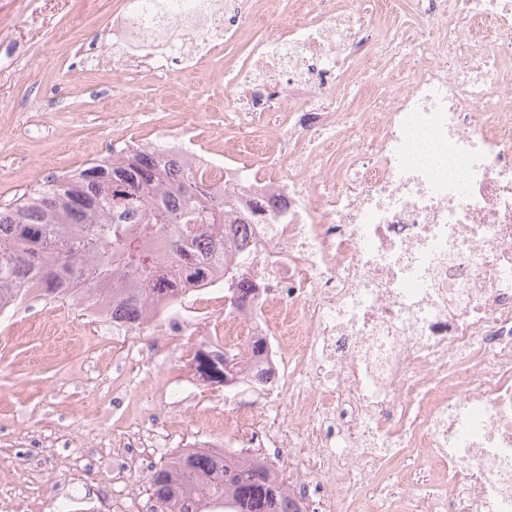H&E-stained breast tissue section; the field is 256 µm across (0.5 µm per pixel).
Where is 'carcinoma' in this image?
Segmentation results:
<instances>
[{
  "instance_id": "1",
  "label": "carcinoma",
  "mask_w": 512,
  "mask_h": 512,
  "mask_svg": "<svg viewBox=\"0 0 512 512\" xmlns=\"http://www.w3.org/2000/svg\"><path fill=\"white\" fill-rule=\"evenodd\" d=\"M233 210L230 196L161 148L94 159L0 208V292L34 280L41 301L81 302L123 272L154 280L159 256L179 267L181 282L200 287L208 269L194 249L245 247L238 225L224 224ZM138 300L139 289H121L118 318L135 319ZM196 362L210 380L227 376L205 354ZM148 480L155 502L171 512H295L262 465L235 466L211 452L180 453Z\"/></svg>"
}]
</instances>
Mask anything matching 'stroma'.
I'll return each instance as SVG.
<instances>
[{"mask_svg":"<svg viewBox=\"0 0 512 512\" xmlns=\"http://www.w3.org/2000/svg\"><path fill=\"white\" fill-rule=\"evenodd\" d=\"M123 0H0V204L16 200L51 176L99 158L122 139L198 115V131L212 152L224 150V77L201 78L182 65L167 77L113 82L96 70L104 48L87 38L111 29ZM116 112L135 114L128 127ZM49 325L50 336L31 333ZM217 321L186 342L175 338L147 357L125 361V338L103 334L82 307L36 301L0 316V512H59L72 495L125 490L135 512H151L147 478L183 445L203 435L197 415L201 391L176 403L164 384H179L177 355L204 347ZM139 433L141 469L126 468L119 442Z\"/></svg>","mask_w":512,"mask_h":512,"instance_id":"stroma-1","label":"stroma"}]
</instances>
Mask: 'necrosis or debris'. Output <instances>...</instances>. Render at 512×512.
<instances>
[{
	"instance_id": "4bbe7bcc",
	"label": "necrosis or debris",
	"mask_w": 512,
	"mask_h": 512,
	"mask_svg": "<svg viewBox=\"0 0 512 512\" xmlns=\"http://www.w3.org/2000/svg\"><path fill=\"white\" fill-rule=\"evenodd\" d=\"M190 12L126 0L115 26L142 51L113 36L112 77L239 48L224 96L248 106L225 108L223 153H201L191 112L156 137L257 209L249 301L228 309L216 269L170 303L166 265L135 324L114 325L104 292L89 313L145 339L223 318L209 354L240 355L245 386L260 366L265 406L202 420L303 512H347L361 489L362 512H512V0H286L269 35L263 0Z\"/></svg>"
}]
</instances>
